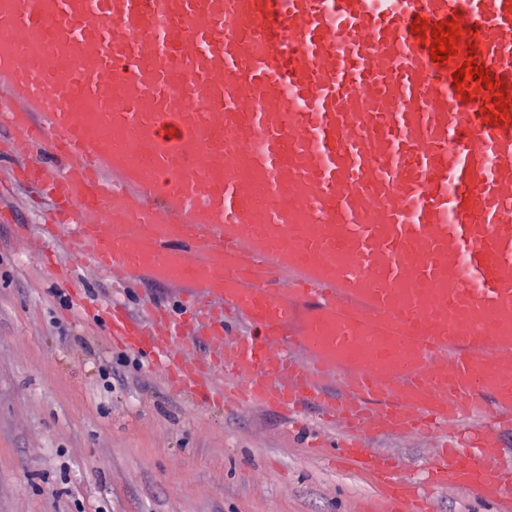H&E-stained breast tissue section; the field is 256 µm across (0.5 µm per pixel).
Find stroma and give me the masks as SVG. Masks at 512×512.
Returning a JSON list of instances; mask_svg holds the SVG:
<instances>
[{"label": "stroma", "mask_w": 512, "mask_h": 512, "mask_svg": "<svg viewBox=\"0 0 512 512\" xmlns=\"http://www.w3.org/2000/svg\"><path fill=\"white\" fill-rule=\"evenodd\" d=\"M15 167L0 158V512H355L371 489L310 454L315 422L187 400L113 345L107 275L77 264L79 301L59 303L27 250L50 204Z\"/></svg>", "instance_id": "obj_1"}]
</instances>
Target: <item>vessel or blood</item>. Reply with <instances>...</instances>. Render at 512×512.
<instances>
[{
    "mask_svg": "<svg viewBox=\"0 0 512 512\" xmlns=\"http://www.w3.org/2000/svg\"><path fill=\"white\" fill-rule=\"evenodd\" d=\"M418 19L458 28L446 63ZM469 59L492 87L456 85ZM0 127L52 193L58 285L189 287L150 325L96 311L171 390L317 408L361 512H512V0H0ZM371 436L438 446L415 479ZM438 506L439 512H495V506L491 502L474 498L464 490L449 496L441 495Z\"/></svg>",
    "mask_w": 512,
    "mask_h": 512,
    "instance_id": "obj_1",
    "label": "vessel or blood"
}]
</instances>
